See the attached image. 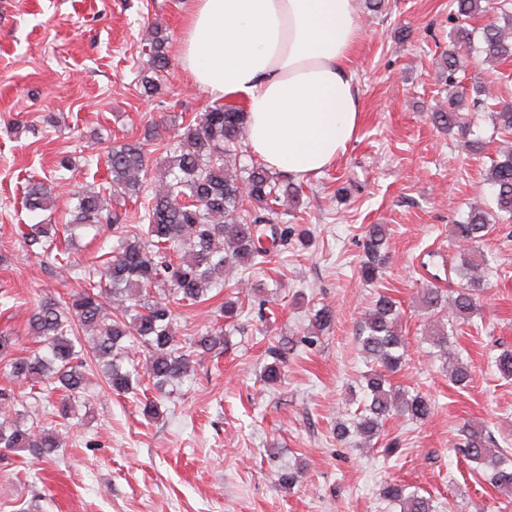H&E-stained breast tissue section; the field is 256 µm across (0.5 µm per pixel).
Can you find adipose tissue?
<instances>
[{"instance_id": "ef3b65f1", "label": "adipose tissue", "mask_w": 512, "mask_h": 512, "mask_svg": "<svg viewBox=\"0 0 512 512\" xmlns=\"http://www.w3.org/2000/svg\"><path fill=\"white\" fill-rule=\"evenodd\" d=\"M184 70L247 114L252 155L301 180L334 164L361 123L351 55L358 0H189Z\"/></svg>"}]
</instances>
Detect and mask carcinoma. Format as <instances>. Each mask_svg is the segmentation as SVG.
Here are the masks:
<instances>
[{
  "label": "carcinoma",
  "mask_w": 512,
  "mask_h": 512,
  "mask_svg": "<svg viewBox=\"0 0 512 512\" xmlns=\"http://www.w3.org/2000/svg\"><path fill=\"white\" fill-rule=\"evenodd\" d=\"M455 19L468 20L495 9L503 22L491 21L478 30L458 26L450 33L451 48L438 62L441 80L457 86L462 54H472L484 62L512 59V0H454ZM168 36L159 27L146 39L147 68L141 82L146 90L157 89L156 77L169 66ZM477 98L473 105L486 107L493 129L512 134V100L498 97L482 81L473 85ZM463 96L448 100V109L432 113L435 125L463 138L472 135L474 116L462 111ZM173 135L164 140L167 164L160 173L154 191L144 206L143 227L127 229L116 214L106 207L100 193L87 190L77 195L73 219L68 230H100L107 225L117 237L111 256L101 268H79L70 260V251L56 243L55 224L27 225L25 249L55 268L79 275L81 292L67 300L46 297L33 308L29 332L42 344V351L31 356L14 357L12 340L0 335V361L11 378L31 386H57L67 398L57 407L65 418L72 401L88 387L84 352H91L101 364V372L110 391L117 395L133 392L140 381L133 356H146V373L160 396L166 387L182 381L191 369L193 357L210 353L227 343L224 330H205L183 344L176 338L171 300L191 306L205 301L214 288L222 287L224 270L243 266L255 268L265 263L269 249L295 242L309 246L311 230L300 224H273L270 216L276 207L296 203L298 190L283 184L265 164L242 166L238 155L246 139V112L218 105L201 113L186 125H172ZM161 139L159 126L145 129L143 140L124 142L108 150L106 163L112 174L113 192L140 194L147 182L145 143ZM485 184L497 209L496 216L512 221V149L502 150L491 160ZM56 197L45 183L32 180L24 193L27 210L52 208ZM490 212L472 207L466 220L452 225V243L460 248L454 266L458 279L452 295L444 297L437 288L422 289L421 301L430 311L451 309L446 319L438 320L428 337L430 347L439 356L448 355L450 334L459 325L479 313L481 292L496 276L494 259L479 250L486 236ZM389 248L385 225L373 224L365 238V255L360 278L365 283L377 280ZM398 302L381 293L364 313L357 336L364 358L373 362L364 375L365 402L351 424L336 423V437H352L369 442L377 437L384 420L404 416L416 422L428 420L434 411L432 401L420 393L412 394L392 385L408 357V345L401 334ZM335 310L321 305L310 320L311 335L330 327ZM92 336L84 344L82 334ZM284 347L269 348L272 362L264 366L263 380L274 385L283 377ZM503 379H512V348L505 347L493 358ZM19 399L11 390L0 389V414L11 415L0 422V458L21 448H34L49 457L62 447L58 434L32 420L17 409ZM461 442L453 451L483 472L498 490L512 493V459L503 451L490 448L492 437L482 426L468 423L459 429ZM382 497L400 508V512H435L434 499L408 486L387 482Z\"/></svg>",
  "instance_id": "carcinoma-1"
}]
</instances>
